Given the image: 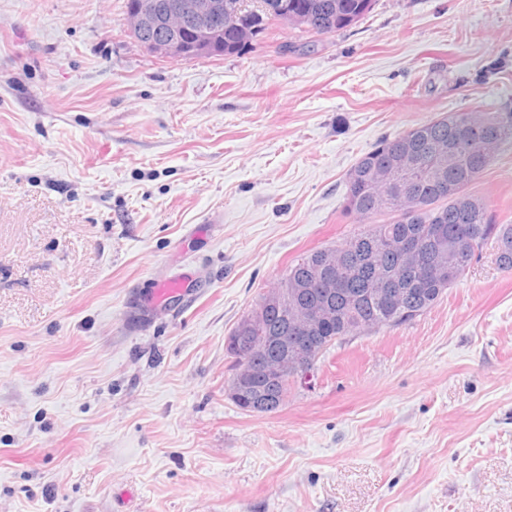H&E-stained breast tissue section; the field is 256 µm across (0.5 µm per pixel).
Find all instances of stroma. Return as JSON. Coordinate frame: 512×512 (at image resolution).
I'll return each instance as SVG.
<instances>
[{"label": "stroma", "instance_id": "obj_1", "mask_svg": "<svg viewBox=\"0 0 512 512\" xmlns=\"http://www.w3.org/2000/svg\"><path fill=\"white\" fill-rule=\"evenodd\" d=\"M479 105L512 112V0H376L190 62L124 0H0V512H512L495 243L277 412L224 393L237 323L353 231L356 160ZM469 191L512 224V139Z\"/></svg>", "mask_w": 512, "mask_h": 512}]
</instances>
